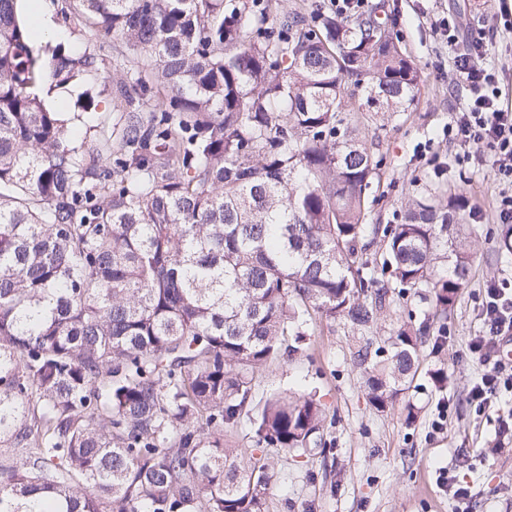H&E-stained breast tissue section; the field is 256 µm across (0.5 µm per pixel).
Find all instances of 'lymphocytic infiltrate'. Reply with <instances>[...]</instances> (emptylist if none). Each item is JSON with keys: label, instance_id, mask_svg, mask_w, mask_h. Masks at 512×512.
<instances>
[{"label": "lymphocytic infiltrate", "instance_id": "f902f5d3", "mask_svg": "<svg viewBox=\"0 0 512 512\" xmlns=\"http://www.w3.org/2000/svg\"><path fill=\"white\" fill-rule=\"evenodd\" d=\"M448 35L451 68L461 84L462 106L456 112L448 134L467 147V157L477 167L490 165L499 185L494 218L512 224V107L501 102L499 71L487 60L488 45L476 37L460 41L455 26L443 20ZM484 331L474 337L469 351L484 371L471 390L476 411L490 408L501 391L512 392V364L498 358L499 341L512 336V293L488 286L483 311Z\"/></svg>", "mask_w": 512, "mask_h": 512}]
</instances>
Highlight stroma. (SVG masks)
Returning a JSON list of instances; mask_svg holds the SVG:
<instances>
[{
    "instance_id": "1",
    "label": "stroma",
    "mask_w": 512,
    "mask_h": 512,
    "mask_svg": "<svg viewBox=\"0 0 512 512\" xmlns=\"http://www.w3.org/2000/svg\"><path fill=\"white\" fill-rule=\"evenodd\" d=\"M384 5L398 19L402 45L422 74L415 111L399 113L365 134L383 155L374 185L373 223H395L410 177L427 179L435 161L448 164V186L462 193L476 218L470 280L448 312L430 320L421 347L417 379L385 411L367 399L365 378L354 360L364 344L383 346L401 325L419 326L425 307L412 294L384 308L377 324L360 331L345 321L310 314L302 350L270 361L253 376L250 409L260 412L274 393H316L327 410L323 451L297 456L270 449L275 462L271 486L274 512H454V503L437 485L440 469L471 486L473 512H512V438L500 434L499 419L512 413V393L476 413L467 402L482 365L468 345L484 329L482 300L493 283L512 285V262L497 258L501 225L492 206L497 185L490 168L453 160L445 131L460 103L461 90L449 65L448 44L434 27L453 17L460 37L477 33L499 9L498 0H368ZM62 40L76 51L97 54V74L45 94L47 108L77 101L93 86L111 83L120 72L119 40H101L64 31ZM449 403L441 431L431 424L440 403Z\"/></svg>"
}]
</instances>
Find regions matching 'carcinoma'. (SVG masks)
Wrapping results in <instances>:
<instances>
[{
  "label": "carcinoma",
  "instance_id": "obj_1",
  "mask_svg": "<svg viewBox=\"0 0 512 512\" xmlns=\"http://www.w3.org/2000/svg\"><path fill=\"white\" fill-rule=\"evenodd\" d=\"M25 2L0 0V512H270L266 448L311 451L326 410L273 396L256 447H228L253 374L297 351L311 310L364 330L408 291L448 308L471 273L445 162L369 224L383 158L359 126L413 111L422 83L397 21L55 0L122 41L114 119L90 93L46 108L42 86L98 58L37 45ZM380 231L385 280L363 273ZM426 331L357 351L373 407L411 383Z\"/></svg>",
  "mask_w": 512,
  "mask_h": 512
}]
</instances>
